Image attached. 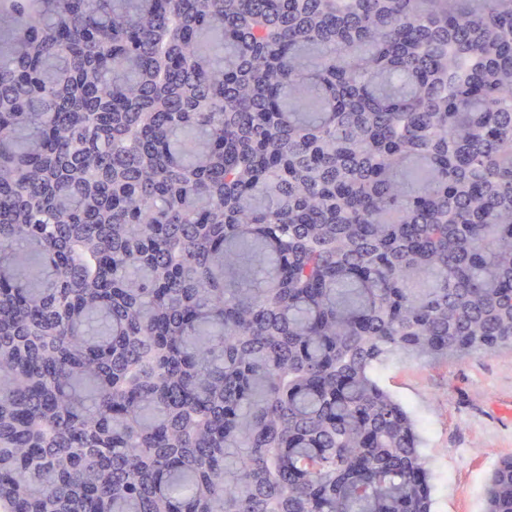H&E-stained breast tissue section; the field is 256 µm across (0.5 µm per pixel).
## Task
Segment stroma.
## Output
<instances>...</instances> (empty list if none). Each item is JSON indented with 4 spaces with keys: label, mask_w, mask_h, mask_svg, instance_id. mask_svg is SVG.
<instances>
[{
    "label": "stroma",
    "mask_w": 512,
    "mask_h": 512,
    "mask_svg": "<svg viewBox=\"0 0 512 512\" xmlns=\"http://www.w3.org/2000/svg\"><path fill=\"white\" fill-rule=\"evenodd\" d=\"M379 381L418 424L434 512H484L490 473L512 455V349L441 362L406 356Z\"/></svg>",
    "instance_id": "stroma-1"
}]
</instances>
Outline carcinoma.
<instances>
[{"label":"carcinoma","mask_w":512,"mask_h":512,"mask_svg":"<svg viewBox=\"0 0 512 512\" xmlns=\"http://www.w3.org/2000/svg\"><path fill=\"white\" fill-rule=\"evenodd\" d=\"M511 345L512 0H0V512H432ZM379 381L418 424L433 512H484L490 473L512 455V349L441 362L405 356Z\"/></svg>","instance_id":"carcinoma-1"}]
</instances>
